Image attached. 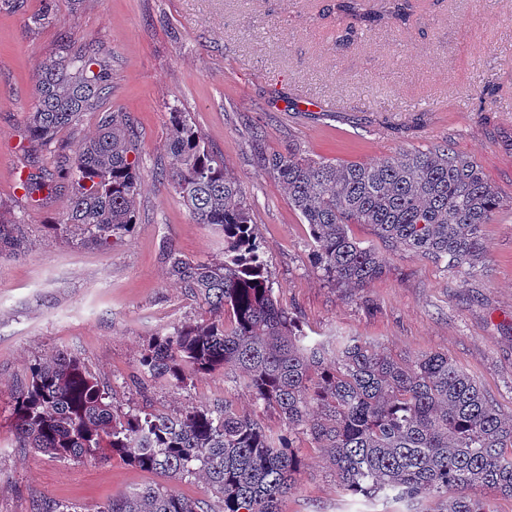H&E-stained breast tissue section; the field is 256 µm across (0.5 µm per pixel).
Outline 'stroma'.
<instances>
[{
	"label": "stroma",
	"instance_id": "stroma-1",
	"mask_svg": "<svg viewBox=\"0 0 512 512\" xmlns=\"http://www.w3.org/2000/svg\"><path fill=\"white\" fill-rule=\"evenodd\" d=\"M335 0H0V216L24 219L18 246L0 251V512L64 502L97 512L109 500L166 486L224 505L204 480H168L118 455L56 459L19 447L15 398L41 358L64 351L112 391L118 414L179 413L231 401L266 429L279 414L256 404L235 374L183 387L140 365L149 341L208 315L169 273L168 251L194 262L224 255V237L197 224L161 175L170 109L178 107L242 185L279 304L309 341L358 336L400 359L448 354L512 415V0H413L400 26L342 41L351 18ZM47 12L50 23L31 25ZM94 42L112 61L100 111L129 112L141 188L137 224L98 245L54 233L66 191L33 201L21 177L51 165L25 138L39 66L61 40ZM448 143L471 157L505 201L484 225L481 271L468 281L392 248L366 224L353 237L386 260L385 274L353 290L314 263L307 224L256 153L294 145L311 158L367 163ZM302 461L283 512H435L433 501L346 494L323 449L299 433Z\"/></svg>",
	"mask_w": 512,
	"mask_h": 512
}]
</instances>
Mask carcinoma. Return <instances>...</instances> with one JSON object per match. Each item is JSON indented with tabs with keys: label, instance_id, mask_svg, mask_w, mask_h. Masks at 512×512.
Returning a JSON list of instances; mask_svg holds the SVG:
<instances>
[{
	"label": "carcinoma",
	"instance_id": "carcinoma-1",
	"mask_svg": "<svg viewBox=\"0 0 512 512\" xmlns=\"http://www.w3.org/2000/svg\"><path fill=\"white\" fill-rule=\"evenodd\" d=\"M411 9V0H381L376 10L359 0L336 4L369 27L403 22ZM111 94L109 58L92 42L64 40L38 70L27 118L30 140L59 161L27 179L25 190L66 189V210L49 228L98 244L136 223L141 180L130 117L101 113L97 134L74 150L58 134ZM167 149V182L196 223L224 234V256L198 263L169 252L172 276L208 306L210 318L154 338L141 356L144 368L177 386L198 375L236 374L288 431L302 430L326 450L339 485L353 496H443L440 512H496L490 500L468 494L476 487L512 498V416L446 354L404 360L355 336L307 341L273 296L241 184L174 107ZM256 161L288 191L309 226L315 261L342 288H361L386 272L383 258L349 225L368 224L395 248L445 260L464 280L485 252L482 226L502 206L479 166L448 144L374 164L316 160L296 146ZM19 225L0 219V247L18 243ZM13 427L20 447L57 458L98 460L110 452L161 476L198 474L224 501V512H282L301 469L289 437L228 401L175 415L118 416L109 390L64 352L34 365L16 398ZM98 512L204 508L147 486Z\"/></svg>",
	"mask_w": 512,
	"mask_h": 512
}]
</instances>
